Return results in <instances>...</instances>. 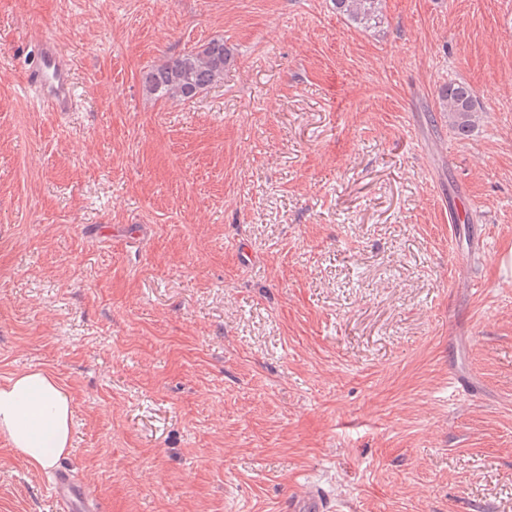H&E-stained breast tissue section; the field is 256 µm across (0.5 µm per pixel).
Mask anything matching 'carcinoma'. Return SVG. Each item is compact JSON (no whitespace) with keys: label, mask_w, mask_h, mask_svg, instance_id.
Listing matches in <instances>:
<instances>
[{"label":"carcinoma","mask_w":512,"mask_h":512,"mask_svg":"<svg viewBox=\"0 0 512 512\" xmlns=\"http://www.w3.org/2000/svg\"><path fill=\"white\" fill-rule=\"evenodd\" d=\"M382 0H334L336 13L369 28L379 20ZM224 41L212 39L166 64L153 68L144 77L147 93L169 99H189L218 82L229 64ZM439 99L455 134L464 139L476 123L477 97L464 82H450L440 89Z\"/></svg>","instance_id":"carcinoma-1"}]
</instances>
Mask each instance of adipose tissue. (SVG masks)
Instances as JSON below:
<instances>
[{
  "label": "adipose tissue",
  "instance_id": "adipose-tissue-1",
  "mask_svg": "<svg viewBox=\"0 0 512 512\" xmlns=\"http://www.w3.org/2000/svg\"><path fill=\"white\" fill-rule=\"evenodd\" d=\"M0 435L27 464L43 470L70 448L71 404L55 379L38 370L0 384Z\"/></svg>",
  "mask_w": 512,
  "mask_h": 512
}]
</instances>
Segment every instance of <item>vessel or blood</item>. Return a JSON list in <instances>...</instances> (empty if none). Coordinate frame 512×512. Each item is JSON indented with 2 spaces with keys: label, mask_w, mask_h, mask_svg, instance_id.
I'll return each mask as SVG.
<instances>
[{
  "label": "vessel or blood",
  "mask_w": 512,
  "mask_h": 512,
  "mask_svg": "<svg viewBox=\"0 0 512 512\" xmlns=\"http://www.w3.org/2000/svg\"><path fill=\"white\" fill-rule=\"evenodd\" d=\"M26 84L38 92L42 102L55 112L70 111L74 104L71 65L48 37H41L32 67L26 73ZM52 495L66 512H96V505L72 470L58 468L50 487ZM291 512H330V505L320 495L295 496Z\"/></svg>",
  "instance_id": "1"
}]
</instances>
